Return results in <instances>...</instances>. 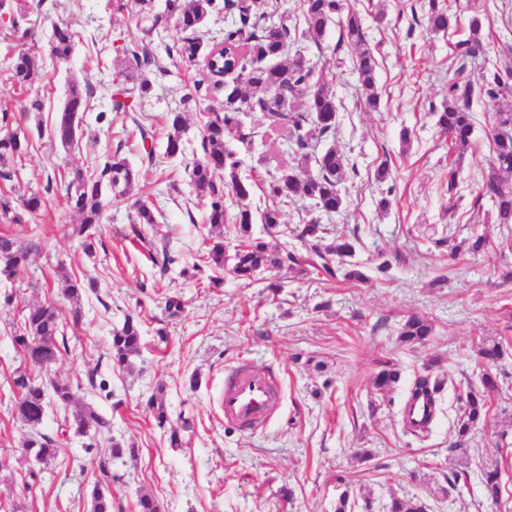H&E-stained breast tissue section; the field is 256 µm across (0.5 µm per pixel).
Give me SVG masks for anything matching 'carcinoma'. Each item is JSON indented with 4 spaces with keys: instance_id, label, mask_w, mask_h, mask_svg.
I'll list each match as a JSON object with an SVG mask.
<instances>
[{
    "instance_id": "1",
    "label": "carcinoma",
    "mask_w": 512,
    "mask_h": 512,
    "mask_svg": "<svg viewBox=\"0 0 512 512\" xmlns=\"http://www.w3.org/2000/svg\"><path fill=\"white\" fill-rule=\"evenodd\" d=\"M266 0H253L242 4L240 0H165L164 11L153 16V25L159 21L173 22L181 37L168 52L172 62L202 60L205 73L193 83V90L183 99L187 109L201 101L222 99L221 108L210 109L203 125L202 156L192 162L191 185L196 195L206 199V223L213 228L224 226L230 218L236 221L237 244L233 254L225 256L224 241H214L207 253L192 264L195 271L209 267L220 272L229 267L230 272L243 281L255 282L256 274L268 268L305 271L304 262L329 277L343 274L344 279L364 282L369 279L362 266L349 264L346 259L355 253V241L345 237L328 238L324 225L309 221L292 227L282 222V207L293 200H308L326 214L339 212L347 207L342 194V184L348 179L355 164L336 145L330 144L322 151H315L313 141L327 140L336 133L338 107L336 98L322 77L314 74V67L305 64L292 53L295 44L303 39L321 45L327 28L339 27V42H346L358 50L356 65L359 81L365 92L368 106L377 110L380 97L376 90V58L366 48V35L362 18L351 0H300L301 17H282L277 25L266 24L268 11ZM224 11L236 16L231 25L224 28L223 39L208 44L202 37V26L214 12ZM33 8L29 0H0V21L7 26L9 35L16 42L17 52L12 57V83L26 99L24 112L44 111V100L35 88L42 77V66L34 51ZM427 25L435 32H447L456 28L457 18L450 13L443 0H428ZM467 38L453 44V66L448 75V101L441 109L431 110L440 130L448 134L451 150L462 157L469 148L474 132L475 117L471 102L476 97L486 100L492 114V155L487 171L479 187L478 196L491 204V218L496 224L512 225V69L494 72L483 84L477 86L471 80L468 65L483 49L482 21L474 17L469 22ZM76 32L67 24L52 26L50 33L51 55L58 62L67 61L76 44ZM132 69L140 72L157 68L165 73L154 57L142 45L122 49ZM126 89L110 88L107 91L111 110L125 112L130 105L124 102ZM96 97L91 84L84 86L73 81L68 86L63 106L56 112L51 133L62 146L68 148L77 143V130L83 114L93 110L91 100ZM12 108L0 110V179L13 181L16 172L9 163L26 157L32 144L30 139L9 129ZM170 131L167 135L165 155L177 157L184 153L182 131L184 116L172 112L168 118ZM265 128L272 135L270 148H278L273 135L283 134L294 164L267 173L262 191L269 204L260 212L266 237L253 234V210L251 206L253 186L256 180L240 169V160L230 148L238 142L250 145L257 136V127ZM66 204L80 217L73 233L83 238L86 253L95 256L93 242L85 240L86 233L101 223L106 209V192L117 189L126 196L132 191L135 174L125 159L118 155H106L88 169L77 167L68 172ZM53 178H47L45 193L24 194L12 187L0 190V221L23 224L25 217L39 212L46 204V194L52 191ZM237 203V212L230 213L226 194ZM135 217L131 222L154 224L156 218L147 203L137 199L133 203ZM291 235L301 242L307 256L288 250L279 241ZM437 248L449 247L455 253L461 246L478 255L488 245L486 237L473 233L462 244L450 245L446 236L433 241ZM153 266L166 274L175 258L166 248L153 249L150 254ZM29 249L9 236L0 235V277H15L27 264ZM99 284L94 279L68 277L62 285V294L70 301L98 293ZM61 326L57 306L48 302L25 309L22 333L13 341L24 350L29 370L19 371L13 378L17 389L16 415L32 428L44 419L47 391L38 382V376L47 372L59 360L58 336ZM432 323L420 316L406 319L400 341L406 345L422 344L432 335ZM143 323L137 316L125 317L122 327L111 336L112 363L120 368L132 365V358L139 355L143 344ZM502 346L494 341L481 342L476 355L486 364H494L502 356ZM400 380L396 365L384 363L372 378L378 392H386ZM446 377L432 364L413 382L411 393L424 394L431 405H437L444 390ZM498 389V376L490 370L480 377V385L467 384L459 396L460 412L456 419L457 446L466 452L463 444L469 436L484 425L488 415V398ZM110 428V422L90 408L77 413L70 429L79 436L90 431L102 432ZM21 452L40 464L57 457L54 440L36 432L26 440ZM482 485L486 499L496 503L501 494L500 465L488 464L482 473ZM91 512H112V496L108 487L96 483L89 492ZM388 512H426L425 503L417 498L391 499Z\"/></svg>"
}]
</instances>
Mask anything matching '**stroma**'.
Masks as SVG:
<instances>
[{
	"instance_id": "stroma-1",
	"label": "stroma",
	"mask_w": 512,
	"mask_h": 512,
	"mask_svg": "<svg viewBox=\"0 0 512 512\" xmlns=\"http://www.w3.org/2000/svg\"><path fill=\"white\" fill-rule=\"evenodd\" d=\"M367 28V45L377 59L378 111H369L354 62L356 51L339 42L338 26H329L322 44L305 40L298 48L316 70L328 72L339 113L335 144L356 165L347 179L348 204L327 215L298 200L283 209V220L328 225L332 234L356 241L354 260L365 266L366 282L330 278L313 271L294 276L288 270L262 271L248 284L225 276L213 286L210 270L183 275L216 237L226 247L236 242V225L226 221L212 231L206 204L193 190L188 162L201 156L203 114L193 107L182 133L185 152L165 155L166 116L178 110L202 70V62L171 67L166 50L179 37L174 24L152 27L135 0H42L35 50L44 66L39 93L43 112H15L18 134L33 147L15 181L24 191H42L54 171L82 167L118 153L136 174L134 194L152 206L155 225H142L134 238L129 201L113 198L102 224L94 228L96 255L88 257L72 227L79 218L55 185L40 213L23 224L0 223V234L30 246L28 264L15 280L0 281V503L15 512H89L95 482L108 485L112 512H136L139 495L153 496L162 512H335L342 491L351 495V512H386L392 498L419 497L428 512H512V228L487 218L476 203L490 156L491 114L483 99L473 101L472 146L459 167V184L447 191L448 138L436 126L430 107L447 90L450 45L468 34L472 17L483 23L484 52L469 66L474 83L512 68V0H449L459 24L434 33L421 18L424 0H352ZM386 18L376 19L377 3ZM69 24L77 33L67 62L49 55L53 25ZM147 46L167 74L150 71V97L131 109L97 120L102 102L85 113L78 148L67 150L50 133L70 81L93 86L119 80L126 66L116 52L123 44ZM153 134V156H146L141 130ZM411 133L402 147L400 133ZM388 163L387 182L376 179ZM388 208H380L381 197ZM453 233L462 240L485 234L487 250L450 257L436 249L433 235ZM166 246L174 257L158 277L145 240ZM389 261L390 275L376 278L375 267ZM88 276L97 293L81 301L82 319L73 323L71 304L61 287L65 276ZM281 284L269 296V283ZM12 304H4V296ZM181 297L185 309L169 315L167 298ZM54 301L64 326L66 349L45 373L46 381L68 384L79 405L94 408L110 430L86 437L63 434L71 408L52 406L39 427L54 439L57 460L39 467L20 448L31 433L16 415L12 378L23 361L13 331L23 308ZM144 321V347L131 369L113 366L110 339L126 315ZM417 314L432 320L427 344L398 340L403 321ZM166 340H159L157 328ZM484 340L502 343L495 367L498 389L491 394L488 420L473 434L466 453L452 449L458 395L478 382L475 356ZM441 359L448 383L439 397L429 433L417 437L403 426V409L416 375ZM397 364L401 379L386 394L377 393L372 376L383 362ZM244 365L279 376L277 409L264 428L242 430L225 422L218 405L224 371ZM96 370L97 385L87 380ZM160 395L168 413L157 427L152 395ZM183 445L172 447L171 432ZM135 448V455L113 460L112 443ZM370 450L369 461L357 454ZM108 460V472L99 463ZM501 465V496L491 502L481 479L491 461ZM457 484H449V477Z\"/></svg>"
}]
</instances>
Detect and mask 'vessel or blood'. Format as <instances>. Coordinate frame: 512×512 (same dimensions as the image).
Segmentation results:
<instances>
[{
	"mask_svg": "<svg viewBox=\"0 0 512 512\" xmlns=\"http://www.w3.org/2000/svg\"><path fill=\"white\" fill-rule=\"evenodd\" d=\"M278 396L272 376L240 367L227 375L219 406L226 422L254 428L267 421Z\"/></svg>",
	"mask_w": 512,
	"mask_h": 512,
	"instance_id": "obj_1",
	"label": "vessel or blood"
}]
</instances>
